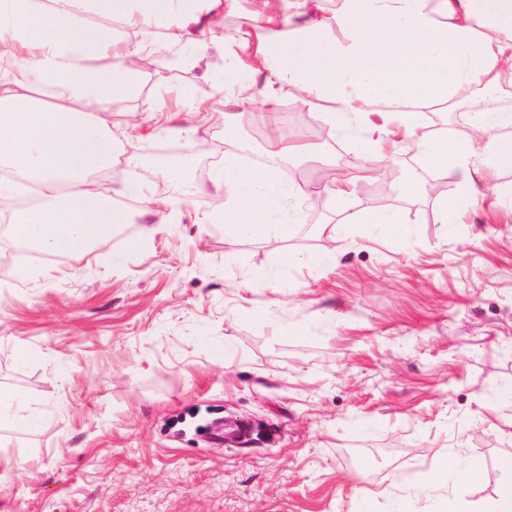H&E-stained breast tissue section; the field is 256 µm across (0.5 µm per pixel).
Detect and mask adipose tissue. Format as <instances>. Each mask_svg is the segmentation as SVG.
<instances>
[{
	"label": "adipose tissue",
	"mask_w": 512,
	"mask_h": 512,
	"mask_svg": "<svg viewBox=\"0 0 512 512\" xmlns=\"http://www.w3.org/2000/svg\"><path fill=\"white\" fill-rule=\"evenodd\" d=\"M238 0H0V165L17 169L40 202L15 207V188L0 184V209L11 233L43 253L79 256L131 221L113 191L136 188L138 157L119 156L111 114L163 112L144 94L137 62L145 52L207 50ZM256 0L253 25L223 44L244 79L224 94L233 110L265 121L254 109V76L270 85L268 110L287 90L317 111L333 131L361 130L379 161L390 126L401 143L454 179L453 206L442 224L477 205L487 170H512V112H476L466 136L434 138L424 111L505 93L512 72V0ZM112 177L117 189L105 188ZM274 166L244 170L228 156L217 174L201 224L220 222L233 237L272 243L293 224L272 223L284 199L312 195L309 184L281 186Z\"/></svg>",
	"instance_id": "ef3b65f1"
}]
</instances>
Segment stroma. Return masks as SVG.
I'll return each instance as SVG.
<instances>
[{"label":"stroma","mask_w":512,"mask_h":512,"mask_svg":"<svg viewBox=\"0 0 512 512\" xmlns=\"http://www.w3.org/2000/svg\"><path fill=\"white\" fill-rule=\"evenodd\" d=\"M193 55L153 60L165 120L112 128L141 160L139 194L116 197L131 224L84 257L0 268V395L42 420L0 427V512H358L365 498L369 512H438L428 475L461 459L484 467L459 494L479 512L512 456V212L494 203L512 170L458 224L434 220L456 183L388 197L370 177L336 203L293 201L278 249L227 236L195 221L225 153L269 165V138L321 119L285 95L266 122L236 116L224 89L237 74L216 49L204 65ZM207 142L197 192L176 197L159 166ZM376 166L336 132L300 178L317 188ZM148 198L169 202L165 220ZM391 208L405 234L322 230ZM218 418L249 435L218 438Z\"/></svg>","instance_id":"stroma-1"}]
</instances>
